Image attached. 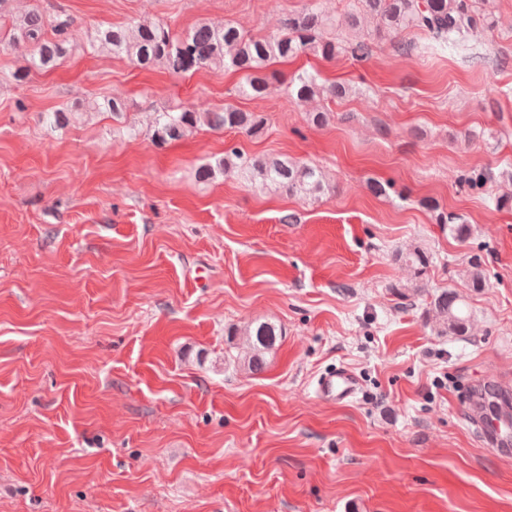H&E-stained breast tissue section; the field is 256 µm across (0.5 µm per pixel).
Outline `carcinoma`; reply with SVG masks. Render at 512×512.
<instances>
[{
    "label": "carcinoma",
    "mask_w": 512,
    "mask_h": 512,
    "mask_svg": "<svg viewBox=\"0 0 512 512\" xmlns=\"http://www.w3.org/2000/svg\"><path fill=\"white\" fill-rule=\"evenodd\" d=\"M364 12L376 23L379 35L398 34L406 29L418 31L428 45L442 50L463 39L481 24L494 27L491 13L476 5L475 0H362ZM336 27V20L326 15L317 0L281 19L280 30L274 35L255 36L229 23L200 22L177 34L165 21L139 19L124 26L99 25L93 33L83 35L75 20L58 13L48 19L37 8L20 18H14L7 32L13 43L29 45L31 53L26 65L9 74L22 82L33 72H47L65 60L78 46L94 53L124 56L133 64L150 68L165 67L174 74L188 75L205 66L233 69L243 73V81L236 87V95L251 99L266 97L272 87L268 66L277 60L301 54L331 60L342 51L355 58H364L371 52L363 40L341 46L328 31ZM288 97L307 102L317 97L345 99L352 87L343 83L322 85L315 75L302 72L291 77L285 85ZM129 110V103L120 95H108L102 100L76 101L72 106L47 113L46 122L55 129L70 124L77 112H110L116 119ZM211 130H234L256 136L266 126L264 116L243 112L232 104L216 108L193 104L177 109H162L150 113L147 134L158 146L182 139L200 127ZM239 170L253 182L274 186L306 199H316L325 190L321 170L314 164L284 158L248 156L237 148L224 152L218 164H204L198 178L212 179L216 171ZM437 224H446L458 239L468 236L469 227L455 214L438 204L429 206ZM400 261L413 270L414 277L427 275L431 258L423 249L415 247L400 255ZM426 322L442 335H462L467 330L468 318L459 307V297L446 289L436 293L426 311ZM252 337L249 351L237 362L254 371L265 366L266 354L276 346L278 329L267 322L254 323L249 329Z\"/></svg>",
    "instance_id": "1"
}]
</instances>
